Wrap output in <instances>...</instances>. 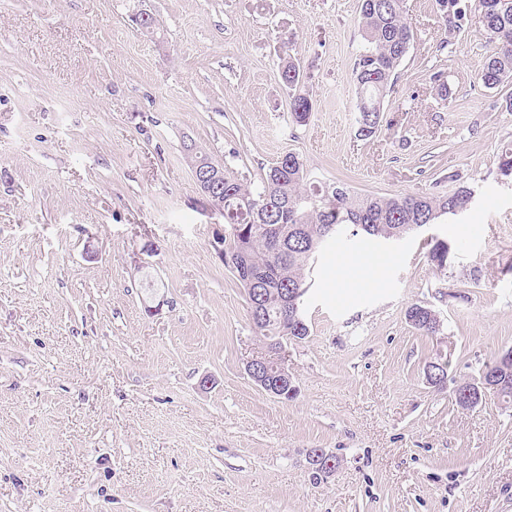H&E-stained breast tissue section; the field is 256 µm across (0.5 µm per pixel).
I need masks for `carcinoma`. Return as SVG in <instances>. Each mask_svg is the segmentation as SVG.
<instances>
[{
  "label": "carcinoma",
  "instance_id": "1",
  "mask_svg": "<svg viewBox=\"0 0 512 512\" xmlns=\"http://www.w3.org/2000/svg\"><path fill=\"white\" fill-rule=\"evenodd\" d=\"M444 38L437 46L442 52L464 30L469 0H435ZM481 22L492 50L480 80L487 89L512 82V0H476ZM358 28L364 44L354 61L358 135L374 137L382 127L385 99L398 67L414 40L403 16V0H359ZM280 77L292 91L290 115L297 126L308 124L313 102L302 92L307 72L295 57L279 67ZM502 178L512 179V146L498 156ZM214 198L224 201V265L240 283L251 275L257 282L265 318L251 322L256 335L288 336L289 341L309 336L305 315L282 319L279 300L292 289L307 293L311 274L322 248L345 236H361L363 248H376L390 238L416 234L413 225H431L452 210L470 211L475 193L459 187L450 193L393 196L362 195L337 182L311 177L303 159L296 153L281 157L263 178L261 186L250 188L224 171L222 190ZM427 258L438 269L448 266V241L436 239ZM406 319L426 336H437L442 326L436 312L414 304ZM498 374L497 393L512 401V361L498 356L485 364L474 382H464L454 390L455 402L464 407V392L475 389L477 381L489 372Z\"/></svg>",
  "mask_w": 512,
  "mask_h": 512
}]
</instances>
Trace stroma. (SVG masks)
Here are the masks:
<instances>
[{"label":"stroma","mask_w":512,"mask_h":512,"mask_svg":"<svg viewBox=\"0 0 512 512\" xmlns=\"http://www.w3.org/2000/svg\"><path fill=\"white\" fill-rule=\"evenodd\" d=\"M404 10L414 41L365 139L358 0H0V512H512V405L453 392L512 348V86L479 80V15L442 54L434 0ZM287 54L311 75L302 127ZM189 138L255 188L295 152L363 195L469 185L477 202L386 249L378 284L337 287L353 241L319 258L287 401L244 372L259 338ZM415 303L441 335L411 326ZM313 448L340 459L318 482Z\"/></svg>","instance_id":"1"}]
</instances>
